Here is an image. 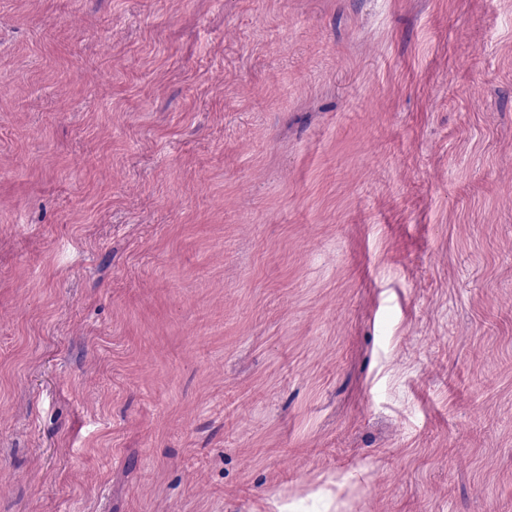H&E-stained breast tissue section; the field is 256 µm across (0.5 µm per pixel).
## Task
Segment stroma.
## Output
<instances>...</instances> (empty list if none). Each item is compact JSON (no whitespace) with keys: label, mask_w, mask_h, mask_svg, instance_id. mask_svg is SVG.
<instances>
[{"label":"stroma","mask_w":512,"mask_h":512,"mask_svg":"<svg viewBox=\"0 0 512 512\" xmlns=\"http://www.w3.org/2000/svg\"><path fill=\"white\" fill-rule=\"evenodd\" d=\"M512 512V0H0V512Z\"/></svg>","instance_id":"35a3bbf8"}]
</instances>
